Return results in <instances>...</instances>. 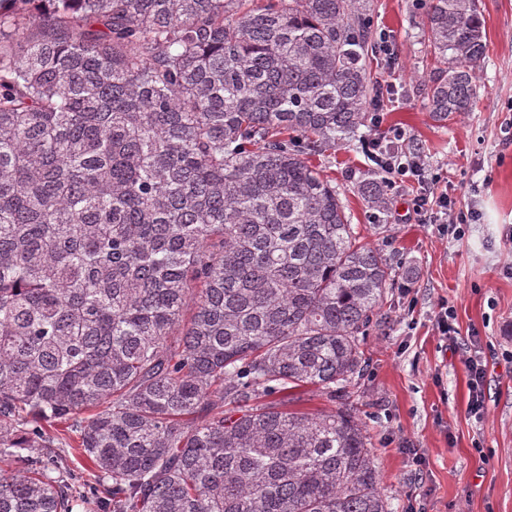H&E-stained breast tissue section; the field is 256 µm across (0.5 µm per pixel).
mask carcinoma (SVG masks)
Instances as JSON below:
<instances>
[{
  "label": "carcinoma",
  "instance_id": "carcinoma-1",
  "mask_svg": "<svg viewBox=\"0 0 512 512\" xmlns=\"http://www.w3.org/2000/svg\"><path fill=\"white\" fill-rule=\"evenodd\" d=\"M363 2L0 0V512H73L61 448L109 512H392L349 388L396 274L313 163L366 122ZM424 26L442 123L485 21Z\"/></svg>",
  "mask_w": 512,
  "mask_h": 512
}]
</instances>
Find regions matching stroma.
I'll use <instances>...</instances> for the list:
<instances>
[{"label":"stroma","instance_id":"1","mask_svg":"<svg viewBox=\"0 0 512 512\" xmlns=\"http://www.w3.org/2000/svg\"><path fill=\"white\" fill-rule=\"evenodd\" d=\"M373 36H385L396 63L372 58L384 92L383 126L401 128L440 173V188L479 220L451 239L418 223L416 185L387 192L389 232L374 230L377 212L359 194L374 176L353 140L318 156L336 181L351 223L406 273L408 305L390 289L362 345L365 373L351 400L376 451L392 512H512V0H479L487 33L473 112L440 123L426 110L436 68L423 26L424 0H369ZM456 309V346L436 330L441 301ZM487 360L486 411L470 417L469 375L461 345ZM423 461L416 475L414 457Z\"/></svg>","mask_w":512,"mask_h":512}]
</instances>
